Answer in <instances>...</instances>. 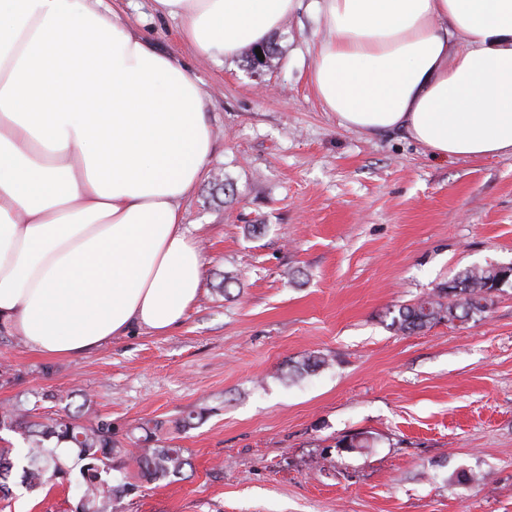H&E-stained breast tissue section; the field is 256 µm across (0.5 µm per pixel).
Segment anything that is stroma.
<instances>
[{
    "label": "stroma",
    "mask_w": 512,
    "mask_h": 512,
    "mask_svg": "<svg viewBox=\"0 0 512 512\" xmlns=\"http://www.w3.org/2000/svg\"><path fill=\"white\" fill-rule=\"evenodd\" d=\"M116 6L210 98L214 153L181 204L203 286L174 332L78 357L1 333L0 404L62 414L88 398L120 447L144 426L184 449L175 482L113 472L136 486L118 512H512V287L464 322L391 326L467 269L512 266V156L436 159L341 126L309 85L323 28L309 6L258 68L197 59L152 0ZM313 352L327 365L289 377ZM353 436L363 447H340ZM10 488L6 512H64L76 494Z\"/></svg>",
    "instance_id": "1"
}]
</instances>
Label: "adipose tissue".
<instances>
[{"instance_id": "adipose-tissue-1", "label": "adipose tissue", "mask_w": 512, "mask_h": 512, "mask_svg": "<svg viewBox=\"0 0 512 512\" xmlns=\"http://www.w3.org/2000/svg\"><path fill=\"white\" fill-rule=\"evenodd\" d=\"M198 55L268 40L302 0H153ZM309 83L340 124L435 157L512 155V0H315ZM195 71L106 0H0V333L53 357L196 304L180 203L214 140Z\"/></svg>"}]
</instances>
